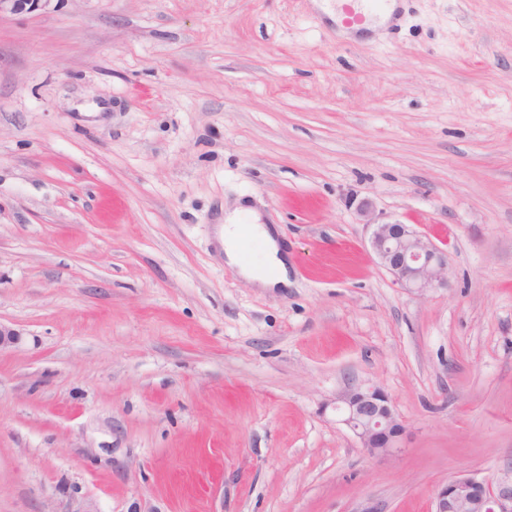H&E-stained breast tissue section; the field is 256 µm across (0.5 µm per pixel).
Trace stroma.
I'll return each mask as SVG.
<instances>
[{"mask_svg":"<svg viewBox=\"0 0 512 512\" xmlns=\"http://www.w3.org/2000/svg\"><path fill=\"white\" fill-rule=\"evenodd\" d=\"M0 14V512H433L512 478V0ZM257 210L290 284L224 262ZM448 251L395 283L359 208ZM388 393L370 457L331 404Z\"/></svg>","mask_w":512,"mask_h":512,"instance_id":"stroma-1","label":"stroma"}]
</instances>
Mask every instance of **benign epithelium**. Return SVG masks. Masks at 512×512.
<instances>
[{"instance_id":"obj_1","label":"benign epithelium","mask_w":512,"mask_h":512,"mask_svg":"<svg viewBox=\"0 0 512 512\" xmlns=\"http://www.w3.org/2000/svg\"><path fill=\"white\" fill-rule=\"evenodd\" d=\"M39 0H0V13H21L36 7ZM370 245L380 264L401 287L422 294L448 287V251L437 246L413 225L400 221L377 222ZM343 423L359 439L361 448L373 457L384 458L400 449L404 425L393 409L388 394L375 385L357 386L336 399ZM434 512H512V482L492 488L484 479L456 476L442 485L434 500Z\"/></svg>"}]
</instances>
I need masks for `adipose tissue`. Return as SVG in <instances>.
<instances>
[{
  "mask_svg": "<svg viewBox=\"0 0 512 512\" xmlns=\"http://www.w3.org/2000/svg\"><path fill=\"white\" fill-rule=\"evenodd\" d=\"M246 206H239L235 215L225 217L221 229L224 256L229 266L254 281L261 288H284L288 285V256L281 250L271 227L262 224H239L238 215L246 213ZM257 242L259 251L251 263H242L240 247L243 235Z\"/></svg>",
  "mask_w": 512,
  "mask_h": 512,
  "instance_id": "adipose-tissue-1",
  "label": "adipose tissue"
}]
</instances>
